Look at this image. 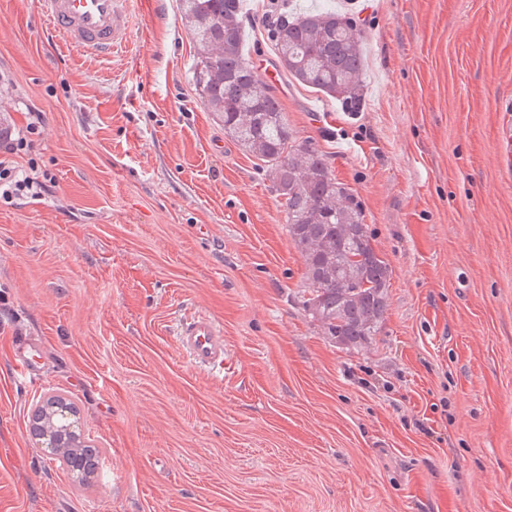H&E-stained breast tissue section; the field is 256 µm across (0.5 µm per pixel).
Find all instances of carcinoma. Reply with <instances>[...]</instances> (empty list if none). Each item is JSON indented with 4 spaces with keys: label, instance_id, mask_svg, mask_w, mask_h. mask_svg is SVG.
I'll return each mask as SVG.
<instances>
[{
    "label": "carcinoma",
    "instance_id": "carcinoma-1",
    "mask_svg": "<svg viewBox=\"0 0 512 512\" xmlns=\"http://www.w3.org/2000/svg\"><path fill=\"white\" fill-rule=\"evenodd\" d=\"M194 47L192 81L202 104L246 154L260 160L306 267L303 310L324 333L366 347L388 309L390 264L375 249L363 207L336 179L326 154L297 139L274 88L243 52L246 0H179ZM269 37L284 74L359 112L364 38L335 0L272 6Z\"/></svg>",
    "mask_w": 512,
    "mask_h": 512
}]
</instances>
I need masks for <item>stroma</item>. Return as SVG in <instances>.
<instances>
[{
	"label": "stroma",
	"mask_w": 512,
	"mask_h": 512,
	"mask_svg": "<svg viewBox=\"0 0 512 512\" xmlns=\"http://www.w3.org/2000/svg\"><path fill=\"white\" fill-rule=\"evenodd\" d=\"M245 56L276 66L271 0ZM362 112L282 81L297 137L329 155L391 267L372 343L302 308L304 263L260 161L191 81L178 0H129L106 59L0 0V160L45 189L0 198V512H512V0H355ZM200 311L224 373L175 338ZM37 343L45 380L10 359ZM49 392L100 450L79 480L29 434ZM36 116V121H30L27 126L25 133L19 134L17 139H12L11 133L4 139L3 149L5 152H14L15 150H23L31 148L35 139L34 136H39V126L41 117L39 114Z\"/></svg>",
	"instance_id": "1"
}]
</instances>
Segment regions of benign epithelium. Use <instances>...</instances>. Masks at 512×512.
Masks as SVG:
<instances>
[{"mask_svg":"<svg viewBox=\"0 0 512 512\" xmlns=\"http://www.w3.org/2000/svg\"><path fill=\"white\" fill-rule=\"evenodd\" d=\"M29 432L55 458H74L75 470L84 476L92 475L97 466V460L82 461L84 449L89 442L79 429L77 411L67 400L59 395H50L43 399L32 410L29 417Z\"/></svg>","mask_w":512,"mask_h":512,"instance_id":"7a95c632","label":"benign epithelium"}]
</instances>
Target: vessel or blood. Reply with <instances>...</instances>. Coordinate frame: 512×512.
<instances>
[{
    "instance_id": "1",
    "label": "vessel or blood",
    "mask_w": 512,
    "mask_h": 512,
    "mask_svg": "<svg viewBox=\"0 0 512 512\" xmlns=\"http://www.w3.org/2000/svg\"><path fill=\"white\" fill-rule=\"evenodd\" d=\"M127 0H39L50 33L68 46L94 57H108L130 37ZM180 345L197 367L223 372L227 361L224 331L214 318L195 316L182 324ZM34 345L17 346L15 363L30 381L42 379Z\"/></svg>"
}]
</instances>
